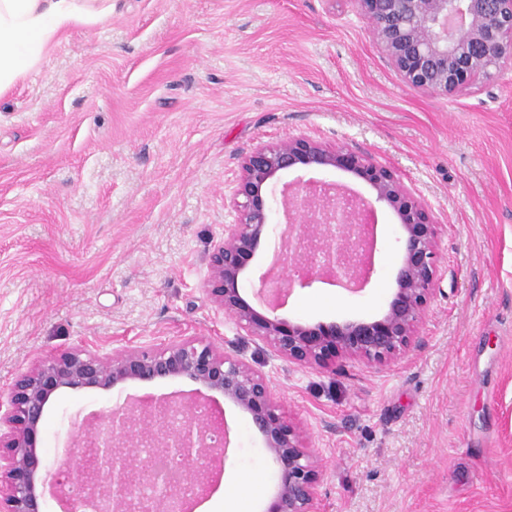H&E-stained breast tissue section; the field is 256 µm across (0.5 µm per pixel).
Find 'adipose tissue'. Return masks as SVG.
<instances>
[{
	"label": "adipose tissue",
	"instance_id": "ef3b65f1",
	"mask_svg": "<svg viewBox=\"0 0 512 512\" xmlns=\"http://www.w3.org/2000/svg\"><path fill=\"white\" fill-rule=\"evenodd\" d=\"M112 15V0H0V95L34 72L68 30Z\"/></svg>",
	"mask_w": 512,
	"mask_h": 512
}]
</instances>
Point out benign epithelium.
<instances>
[{
    "label": "benign epithelium",
    "mask_w": 512,
    "mask_h": 512,
    "mask_svg": "<svg viewBox=\"0 0 512 512\" xmlns=\"http://www.w3.org/2000/svg\"><path fill=\"white\" fill-rule=\"evenodd\" d=\"M390 66L414 88L454 94L489 81L512 65V0H356ZM342 169L364 179L374 200L390 207L402 229L395 291L381 318L348 319L311 327L280 318L293 280L259 278L270 289L269 314L255 310L239 291L253 257L274 223L266 189L285 171ZM238 221L224 225V238L210 256L207 292L235 319L244 335L267 345L288 362L323 364L330 354L367 365H383L423 343L421 325L437 295L440 227L389 168L371 155L310 137L257 147L242 158L233 194ZM288 253L305 286L334 281L358 289L368 279L372 202L341 193L333 184L284 187ZM186 378L246 411L278 466L277 492L267 512H320L319 462L302 433L278 413L269 379L238 357L235 346L219 347L197 337L163 347L120 348L100 355L76 348L40 361L15 380L7 403L0 402V512H41L45 482L58 492L63 479L43 469L37 436L46 405L59 389H113L128 382ZM220 420L203 403L160 402L140 416L131 406L106 414L89 446V491L68 500L70 512H182L183 497L203 485L206 473L191 462L217 449L209 434ZM149 444L182 459L167 477L151 458ZM163 480L168 491L145 503L138 495L147 481Z\"/></svg>",
    "instance_id": "1"
}]
</instances>
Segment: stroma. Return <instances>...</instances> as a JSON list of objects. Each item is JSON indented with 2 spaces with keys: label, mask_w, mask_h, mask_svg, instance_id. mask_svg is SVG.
I'll return each instance as SVG.
<instances>
[{
  "label": "stroma",
  "mask_w": 512,
  "mask_h": 512,
  "mask_svg": "<svg viewBox=\"0 0 512 512\" xmlns=\"http://www.w3.org/2000/svg\"><path fill=\"white\" fill-rule=\"evenodd\" d=\"M370 153L441 226L440 291L424 343L383 365L279 359L240 340L207 292L245 153L292 137ZM374 271L357 293L294 288L279 317L376 319L394 293L398 218L376 204ZM272 237L249 262L255 309ZM239 343L320 461L321 512H512V67L446 95L391 68L356 0H112L0 96V394L34 363L83 347ZM168 377L52 394L45 470L80 455L86 426L127 397H194ZM229 429L204 507L237 486L253 512L276 464L219 393Z\"/></svg>",
  "instance_id": "1"
}]
</instances>
